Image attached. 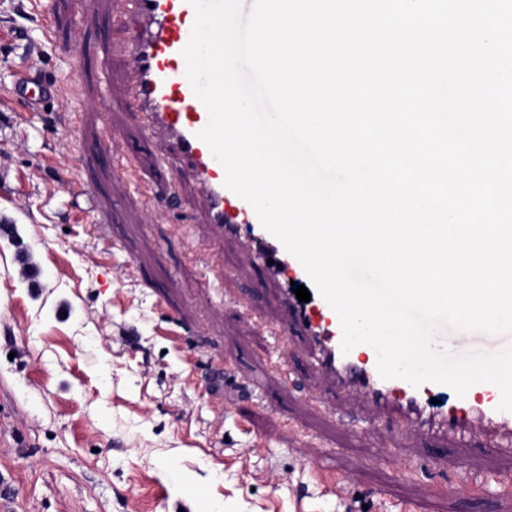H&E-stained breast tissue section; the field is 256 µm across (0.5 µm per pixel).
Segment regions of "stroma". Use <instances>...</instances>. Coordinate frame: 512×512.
<instances>
[{
    "label": "stroma",
    "mask_w": 512,
    "mask_h": 512,
    "mask_svg": "<svg viewBox=\"0 0 512 512\" xmlns=\"http://www.w3.org/2000/svg\"><path fill=\"white\" fill-rule=\"evenodd\" d=\"M130 32L96 0H0V512H512V454L480 433L317 405L306 341L268 333L273 283L184 222L192 189L138 113L13 100L32 61L120 83Z\"/></svg>",
    "instance_id": "1"
}]
</instances>
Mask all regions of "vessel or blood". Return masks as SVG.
<instances>
[{
  "mask_svg": "<svg viewBox=\"0 0 512 512\" xmlns=\"http://www.w3.org/2000/svg\"><path fill=\"white\" fill-rule=\"evenodd\" d=\"M128 2L135 29L127 60L129 81L107 85L100 94L85 97L83 109L95 111L116 99L127 103L141 113L164 152L172 155L178 179L191 183L194 199L201 205V221L215 229L217 239L238 236L245 229L251 240L271 243V250L261 253L259 262L268 279L280 286L279 305L304 333L312 371L333 383L339 403L357 412L371 407L395 416L413 432L439 434L475 428L493 442L511 447L512 412L499 410L501 395L494 385H473L450 407L438 408L430 398L445 392V385L427 382L415 387L401 379H382L375 351L366 344L342 353L338 315L318 292H311L309 302L298 301L291 285L309 284L304 267L262 226L252 206L225 187L223 166L198 137L208 123V113L193 93L182 55L195 21L193 6L189 0ZM12 94L33 111L49 99L66 107L71 104L70 94L44 79L34 64L15 71Z\"/></svg>",
  "mask_w": 512,
  "mask_h": 512,
  "instance_id": "b4317fda",
  "label": "vessel or blood"
}]
</instances>
